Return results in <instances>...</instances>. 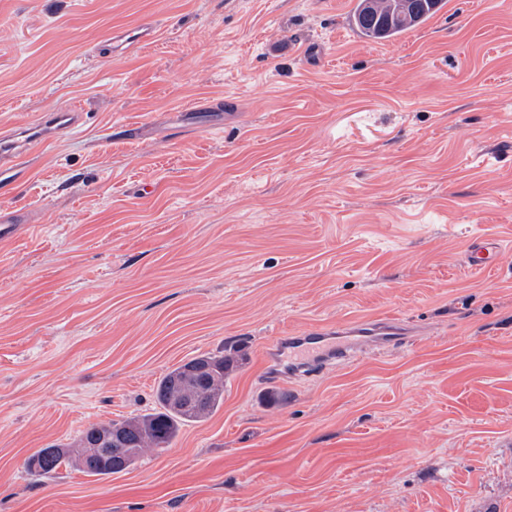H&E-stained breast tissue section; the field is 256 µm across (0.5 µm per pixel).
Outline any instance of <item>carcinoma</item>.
Returning <instances> with one entry per match:
<instances>
[{
    "label": "carcinoma",
    "instance_id": "1",
    "mask_svg": "<svg viewBox=\"0 0 512 512\" xmlns=\"http://www.w3.org/2000/svg\"><path fill=\"white\" fill-rule=\"evenodd\" d=\"M442 0H357L352 24L369 41L394 40L431 17ZM233 358L203 354L168 371L156 387L158 409L122 422L91 426L76 440V457L89 476L110 477L127 470L148 450L169 448L181 426L198 422L224 405V379L234 372ZM70 449L40 448L27 460L39 476L56 472Z\"/></svg>",
    "mask_w": 512,
    "mask_h": 512
}]
</instances>
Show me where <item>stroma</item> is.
<instances>
[{
	"instance_id": "stroma-1",
	"label": "stroma",
	"mask_w": 512,
	"mask_h": 512,
	"mask_svg": "<svg viewBox=\"0 0 512 512\" xmlns=\"http://www.w3.org/2000/svg\"><path fill=\"white\" fill-rule=\"evenodd\" d=\"M355 3L0 0V127L84 108L0 180L32 225L0 247V512H512V8L373 42ZM480 235L500 268L464 263ZM377 318L414 334L271 379L277 337ZM226 348L171 448L27 469ZM156 37V30L151 25H143L135 29H128L120 31L113 35L112 43L103 45V48H98L99 51L107 49L112 52V44L114 52H127L131 49L140 46L142 43L153 41ZM109 46L110 48H106ZM96 49L95 51H98ZM70 458V449L59 446L40 448L27 460V466L39 476H49L56 472Z\"/></svg>"
}]
</instances>
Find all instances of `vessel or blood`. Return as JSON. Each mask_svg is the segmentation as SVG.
Here are the masks:
<instances>
[{"label": "vessel or blood", "mask_w": 512, "mask_h": 512, "mask_svg": "<svg viewBox=\"0 0 512 512\" xmlns=\"http://www.w3.org/2000/svg\"><path fill=\"white\" fill-rule=\"evenodd\" d=\"M152 25L120 31L113 35L114 51L127 52L153 41ZM81 105L49 111L29 126H17L0 134V168H18L29 163L40 145L69 136L83 122ZM21 215H0V244L14 241L27 229ZM503 245L497 237L483 236L470 241L465 263L473 271L486 272L498 267ZM410 328L392 320H368L342 323L330 328L308 329L295 336L279 338L272 352L275 362L287 363L291 378L310 377L337 360H349L367 349L401 343L410 336Z\"/></svg>", "instance_id": "obj_1"}]
</instances>
